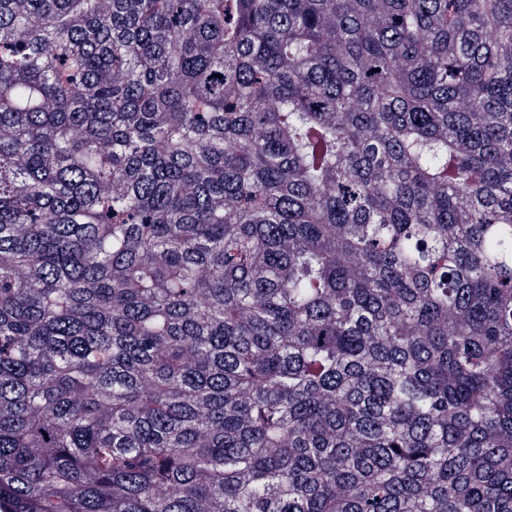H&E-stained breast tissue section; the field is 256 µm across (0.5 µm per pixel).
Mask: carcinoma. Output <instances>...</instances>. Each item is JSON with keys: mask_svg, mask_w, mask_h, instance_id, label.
<instances>
[{"mask_svg": "<svg viewBox=\"0 0 512 512\" xmlns=\"http://www.w3.org/2000/svg\"><path fill=\"white\" fill-rule=\"evenodd\" d=\"M0 512H512V0H0Z\"/></svg>", "mask_w": 512, "mask_h": 512, "instance_id": "carcinoma-1", "label": "carcinoma"}]
</instances>
